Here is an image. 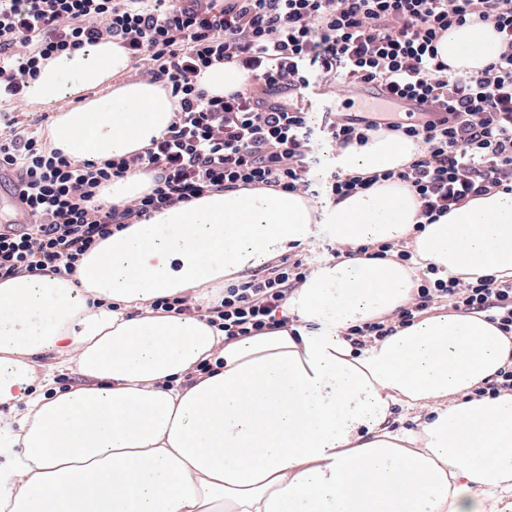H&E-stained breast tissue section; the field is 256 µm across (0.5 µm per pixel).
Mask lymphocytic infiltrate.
Returning a JSON list of instances; mask_svg holds the SVG:
<instances>
[{
  "instance_id": "1",
  "label": "lymphocytic infiltrate",
  "mask_w": 512,
  "mask_h": 512,
  "mask_svg": "<svg viewBox=\"0 0 512 512\" xmlns=\"http://www.w3.org/2000/svg\"><path fill=\"white\" fill-rule=\"evenodd\" d=\"M470 22L492 25L502 45L478 75L452 71L436 48ZM104 39L153 62L175 118L145 152L101 164L74 163L32 137L1 139L0 169L16 173L30 221L0 225V279L74 271L100 240L208 190L319 187L336 203L393 179L410 187L429 224L469 198L512 191V0H170L162 10L153 0H0V101L23 98L56 54ZM224 62L248 80L210 95L197 77ZM332 79L387 97L362 115L329 111L313 124L311 91ZM382 131L414 141L417 157L362 177L322 164L312 149L320 139L362 146ZM137 171L151 187L133 206L96 202L98 188ZM308 274L284 258L225 285L208 308L211 324L230 338L287 326L285 306ZM438 303L512 333V279H435L399 309L398 323Z\"/></svg>"
}]
</instances>
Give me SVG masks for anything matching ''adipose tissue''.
<instances>
[{
    "label": "adipose tissue",
    "mask_w": 512,
    "mask_h": 512,
    "mask_svg": "<svg viewBox=\"0 0 512 512\" xmlns=\"http://www.w3.org/2000/svg\"><path fill=\"white\" fill-rule=\"evenodd\" d=\"M437 49L478 74L499 40L467 24ZM130 68L108 40L42 65L25 101L55 109L50 146L77 162L146 151L173 99ZM417 154L381 133L338 163L369 176ZM417 221L394 180L324 210L298 191L208 190L100 241L74 274L0 280V512H495L512 496V392L481 389L512 364V334L455 311L360 348L345 337L407 304L422 271L512 276V192L469 199L420 232ZM321 235L342 257L295 288L287 327L229 340L207 316L152 308ZM363 244L389 251L371 258ZM59 362L84 383L58 388ZM397 405L428 417L391 428Z\"/></svg>",
    "instance_id": "ef3b65f1"
}]
</instances>
